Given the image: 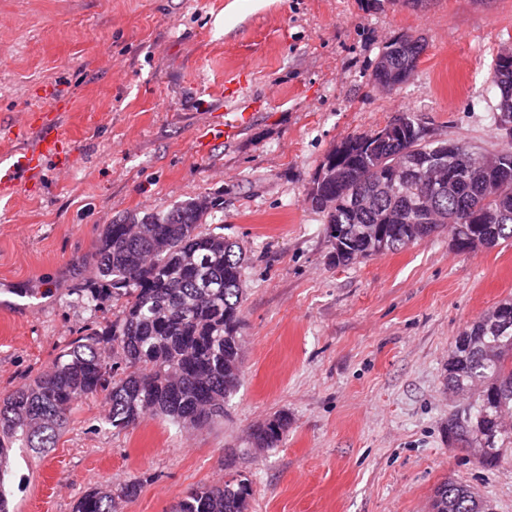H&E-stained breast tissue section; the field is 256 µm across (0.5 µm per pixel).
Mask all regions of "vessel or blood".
I'll list each match as a JSON object with an SVG mask.
<instances>
[{"instance_id":"obj_1","label":"vessel or blood","mask_w":512,"mask_h":512,"mask_svg":"<svg viewBox=\"0 0 512 512\" xmlns=\"http://www.w3.org/2000/svg\"><path fill=\"white\" fill-rule=\"evenodd\" d=\"M66 106L62 103L53 104L51 115L44 126L40 127L34 137L31 149L23 151L20 158L15 160H0V188L9 190L20 184L22 179L31 178L38 172V162L41 158L63 150L65 143L58 135V124Z\"/></svg>"}]
</instances>
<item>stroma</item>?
Listing matches in <instances>:
<instances>
[{
	"label": "stroma",
	"instance_id": "stroma-1",
	"mask_svg": "<svg viewBox=\"0 0 512 512\" xmlns=\"http://www.w3.org/2000/svg\"><path fill=\"white\" fill-rule=\"evenodd\" d=\"M403 34L426 50L380 89L377 59ZM506 47L512 0H0V153L31 145L55 101L69 143L0 191V399L111 319V302L79 294L106 224L217 197L213 221L246 257L223 417L115 429L104 397L85 398L55 448L13 450L14 512H73L95 487L115 512H171L232 480L250 487L247 512H430L451 477L512 512V456L484 469L449 445L468 402L446 384L456 337L512 298V246L459 253L442 232L338 267L307 200L336 143L407 112L433 137L498 149L487 76ZM279 414L282 440L257 447L253 429Z\"/></svg>",
	"mask_w": 512,
	"mask_h": 512
}]
</instances>
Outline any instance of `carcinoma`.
<instances>
[{
    "instance_id": "cac0c4a2",
    "label": "carcinoma",
    "mask_w": 512,
    "mask_h": 512,
    "mask_svg": "<svg viewBox=\"0 0 512 512\" xmlns=\"http://www.w3.org/2000/svg\"><path fill=\"white\" fill-rule=\"evenodd\" d=\"M389 67L375 68V82L413 73L425 44L402 35L392 40ZM489 83L512 103V66L494 65ZM405 147L390 137L376 143L370 134L342 139L326 155L307 198L322 212L338 266L359 258L396 252L447 225L478 249L488 236L495 245L512 243V138L495 154L482 179H449L432 194L429 207L438 221L413 207L397 190L376 192V161ZM373 194L372 205L350 208L344 194ZM215 199L191 198L167 210L132 214L106 226L93 265L95 286L81 288L90 307L104 299L121 302L110 322L88 329L54 360L50 371L0 401V472L6 449L18 442L35 452L54 447L74 406L102 394L109 405L105 424L127 428L146 414L202 427L224 416L242 368L239 336L243 252L208 224ZM473 207L480 224L460 223ZM509 318V325H503ZM448 390L476 394L464 416L448 419V443L480 449L475 460L493 468L512 447V300L487 309L467 326L448 353ZM288 429L279 414L253 430L256 445L274 448ZM246 482L200 487L180 499L173 512H247ZM74 512H114L112 490L81 495ZM432 512H490L465 482L450 478L434 491Z\"/></svg>"
}]
</instances>
